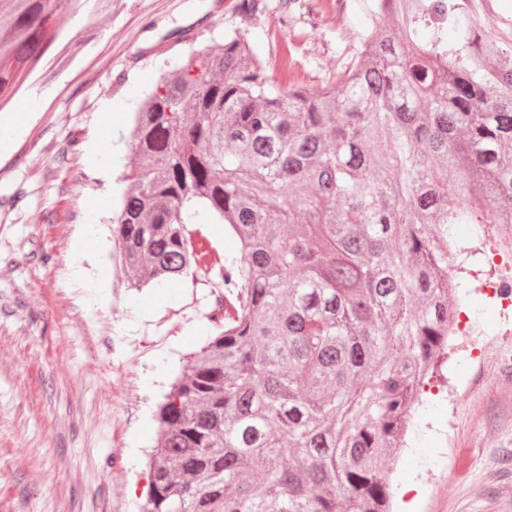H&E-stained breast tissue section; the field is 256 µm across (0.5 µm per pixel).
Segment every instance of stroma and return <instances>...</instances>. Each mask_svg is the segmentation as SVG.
Wrapping results in <instances>:
<instances>
[{
    "mask_svg": "<svg viewBox=\"0 0 512 512\" xmlns=\"http://www.w3.org/2000/svg\"><path fill=\"white\" fill-rule=\"evenodd\" d=\"M242 0H87L65 19L82 38L79 57L51 89L33 84L19 132L0 149V512H139L149 484L145 455L157 443L147 404L161 400L184 359L214 334L217 269L192 270L169 288L130 287L107 256L73 248L81 227H109L107 186L136 163L125 139L135 103L161 69L190 49L223 42L240 25ZM255 0L250 41L281 88L319 84L356 58L367 0ZM480 19L512 49V0L463 4L441 24L443 39ZM112 102L105 111L104 102ZM104 138L108 155L89 154ZM472 255L452 263L469 291L448 338L440 376L426 379L395 482L412 512H512V301L488 281L512 266V227L457 231ZM84 279L72 276L74 267ZM118 276L119 299L98 275ZM103 338L97 351L87 329Z\"/></svg>",
    "mask_w": 512,
    "mask_h": 512,
    "instance_id": "35a3bbf8",
    "label": "stroma"
}]
</instances>
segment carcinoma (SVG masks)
Masks as SVG:
<instances>
[{"instance_id": "obj_1", "label": "carcinoma", "mask_w": 512, "mask_h": 512, "mask_svg": "<svg viewBox=\"0 0 512 512\" xmlns=\"http://www.w3.org/2000/svg\"><path fill=\"white\" fill-rule=\"evenodd\" d=\"M81 7L0 0V99ZM366 9L358 58L317 86H276L233 27L133 112L138 163L112 217L131 286L199 266L190 224L238 242L224 328L156 405L141 512H392L382 458L462 303L455 229L512 224V52L478 24L457 49L422 37L423 10L455 0Z\"/></svg>"}]
</instances>
